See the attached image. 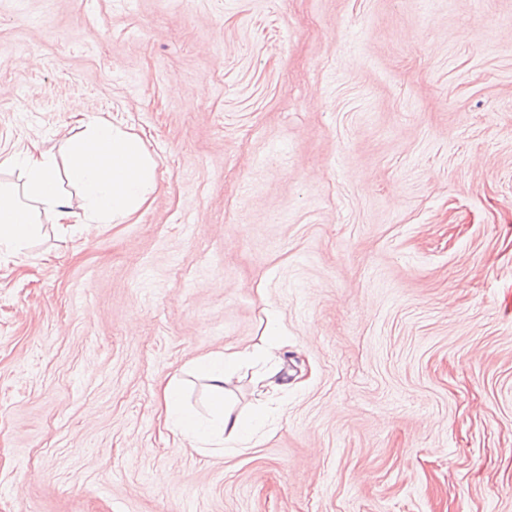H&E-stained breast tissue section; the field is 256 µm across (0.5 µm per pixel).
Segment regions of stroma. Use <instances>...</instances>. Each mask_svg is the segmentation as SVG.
Listing matches in <instances>:
<instances>
[{
  "label": "stroma",
  "instance_id": "stroma-1",
  "mask_svg": "<svg viewBox=\"0 0 512 512\" xmlns=\"http://www.w3.org/2000/svg\"><path fill=\"white\" fill-rule=\"evenodd\" d=\"M97 116L157 188L0 259V512H512V0H0V160ZM272 311L273 423L175 447ZM267 346L261 349L211 353L193 362V368L208 381L211 419H202L187 409L179 384L171 379L163 389L165 421L176 434L188 439L198 452L220 451L223 448H249L252 431L259 427L264 411L247 420L236 413L226 401L225 383L243 365L262 362L256 383L260 396L273 395L288 389V377L282 373L281 352L288 347V336L281 329L279 318L272 314L267 326Z\"/></svg>",
  "mask_w": 512,
  "mask_h": 512
}]
</instances>
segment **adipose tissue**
Instances as JSON below:
<instances>
[{
    "label": "adipose tissue",
    "instance_id": "adipose-tissue-1",
    "mask_svg": "<svg viewBox=\"0 0 512 512\" xmlns=\"http://www.w3.org/2000/svg\"><path fill=\"white\" fill-rule=\"evenodd\" d=\"M83 127L82 134L68 142L65 161L36 147L0 161V166L20 169L23 175L19 186L0 181V257L19 254L31 245L41 231L40 214L51 215L61 231L74 234L85 224L127 220L147 205L156 190L155 166L139 138L104 117L92 118ZM64 178L77 188L81 211H74L63 193ZM267 335L264 348L212 353L194 361V369L208 382L209 418H200L184 406L177 381L165 385L166 424L197 451L246 447L262 423L258 416L244 418L226 401L224 385L238 368L261 364L256 380L260 395L287 389L281 353L288 338L278 317H270Z\"/></svg>",
    "mask_w": 512,
    "mask_h": 512
}]
</instances>
